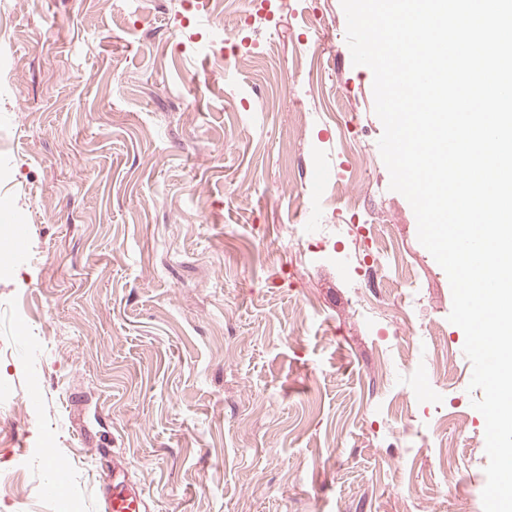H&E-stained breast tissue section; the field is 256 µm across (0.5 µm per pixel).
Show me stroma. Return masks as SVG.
Returning <instances> with one entry per match:
<instances>
[{
	"label": "stroma",
	"instance_id": "35a3bbf8",
	"mask_svg": "<svg viewBox=\"0 0 512 512\" xmlns=\"http://www.w3.org/2000/svg\"><path fill=\"white\" fill-rule=\"evenodd\" d=\"M230 101L224 51L250 0H0V512H100L121 469L147 512H483L485 419L448 277L380 156L373 73L340 0H271ZM344 117L373 157L348 181ZM349 225L289 243L294 191ZM364 317L352 285L381 242ZM427 336L396 333L393 280ZM67 475L56 493L47 464Z\"/></svg>",
	"mask_w": 512,
	"mask_h": 512
}]
</instances>
